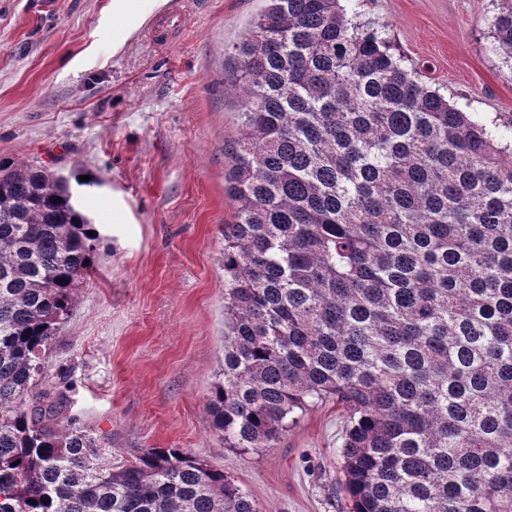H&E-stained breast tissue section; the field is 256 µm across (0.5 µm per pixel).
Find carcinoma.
Returning a JSON list of instances; mask_svg holds the SVG:
<instances>
[{
    "instance_id": "carcinoma-1",
    "label": "carcinoma",
    "mask_w": 512,
    "mask_h": 512,
    "mask_svg": "<svg viewBox=\"0 0 512 512\" xmlns=\"http://www.w3.org/2000/svg\"><path fill=\"white\" fill-rule=\"evenodd\" d=\"M268 2L225 78L238 134L212 427L269 448L334 398L350 512H512V124L420 81L357 0ZM93 230L68 177L0 158V512H258L200 457L114 454L37 389Z\"/></svg>"
}]
</instances>
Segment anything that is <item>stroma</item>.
<instances>
[{"mask_svg": "<svg viewBox=\"0 0 512 512\" xmlns=\"http://www.w3.org/2000/svg\"><path fill=\"white\" fill-rule=\"evenodd\" d=\"M264 0H165L113 25L112 0H0V157L66 175L100 238L45 355L70 414L116 448H181L259 512H348L346 418L327 400L271 448L225 447L206 410L224 360V190L237 109L225 66ZM500 0H361L360 21L451 104L512 122ZM89 184H79L80 176Z\"/></svg>", "mask_w": 512, "mask_h": 512, "instance_id": "35a3bbf8", "label": "stroma"}]
</instances>
